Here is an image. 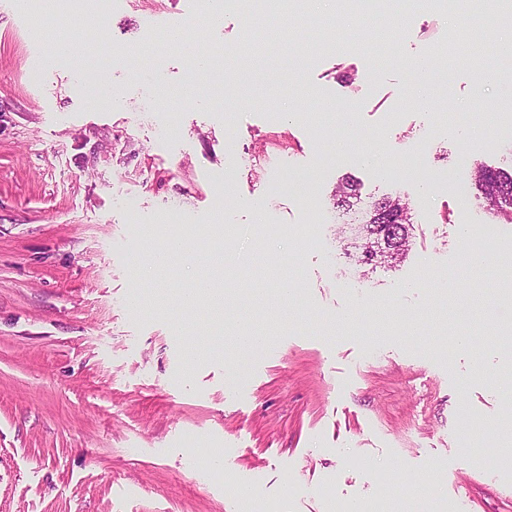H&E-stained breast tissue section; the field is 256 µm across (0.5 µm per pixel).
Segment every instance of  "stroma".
Returning a JSON list of instances; mask_svg holds the SVG:
<instances>
[{"instance_id": "35a3bbf8", "label": "stroma", "mask_w": 512, "mask_h": 512, "mask_svg": "<svg viewBox=\"0 0 512 512\" xmlns=\"http://www.w3.org/2000/svg\"><path fill=\"white\" fill-rule=\"evenodd\" d=\"M94 3L102 24L60 20L72 52L53 63L33 33L47 16L0 0V512H251L202 469L206 452L278 512L381 497L392 512H512V223L468 177L512 161V118L472 46L419 96L411 61L458 36L445 5L384 0L324 28L331 0H311L291 48L197 89L184 83L196 56L257 37L238 12L212 25L204 0ZM186 23L182 47L145 52ZM316 37L342 47L309 55ZM83 63L112 99L91 100ZM370 149L388 174L360 161ZM283 156L311 174L298 193L274 189ZM346 176L363 200L408 202L402 258L354 257L333 207ZM172 217L189 252L144 278ZM219 220L215 271L200 251ZM464 224L497 244L483 269L464 262ZM288 253L300 284L283 296ZM201 277L228 301L180 310ZM239 324L271 338L238 377ZM475 437L490 448L470 449Z\"/></svg>"}]
</instances>
